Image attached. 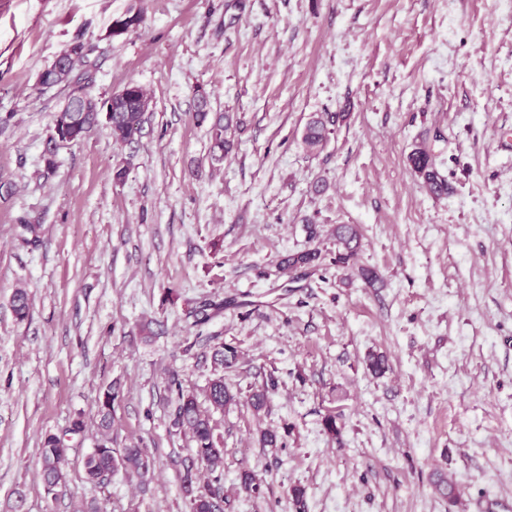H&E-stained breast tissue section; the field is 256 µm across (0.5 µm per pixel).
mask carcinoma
Wrapping results in <instances>:
<instances>
[{
	"label": "carcinoma",
	"mask_w": 512,
	"mask_h": 512,
	"mask_svg": "<svg viewBox=\"0 0 512 512\" xmlns=\"http://www.w3.org/2000/svg\"><path fill=\"white\" fill-rule=\"evenodd\" d=\"M143 19L142 10L127 9L112 19L110 38L118 39L127 35L137 29ZM83 45L84 41L81 39L74 41L66 51L42 70L41 76L45 87H64L72 79L75 83L88 87L93 77V63L90 62V53L81 52ZM122 90L121 94H111L100 100L97 112H87L80 100L71 95L66 97L69 111L63 114L58 123L52 124V146L48 147L44 154L46 171L51 172L56 168L54 145L57 143H78L101 125L107 126L112 137L120 142L129 141L132 129H143L147 116L139 112L138 102L147 97L148 93L142 86L132 82L125 84ZM195 96L196 111L193 118L199 125H208L211 158L218 162L222 161L234 147L233 139L228 136L233 128V119L227 113L212 111L210 95L205 89L197 88ZM329 133L327 121L320 116H314L305 127L302 143L308 152H317L326 144ZM408 161L427 192L436 197L448 195V183L437 169L431 148L424 143L418 145L411 151ZM333 237L336 241V252L332 263L338 267H346L359 247L358 228L354 224H338L333 230ZM324 260L325 254L322 250L313 248L283 257L280 267L290 274L299 269H305L313 274L323 266ZM12 310L19 320L29 315L30 301L25 289H15ZM212 359L214 364L221 367L223 374L212 379L207 387L206 398L210 404L209 408L201 407L193 393L176 387L173 427L189 437L198 463V467L186 466L180 472L184 493L188 496L197 493V496L189 500L191 512H217V506L208 495V491H213L215 496L220 495L222 491L224 448L215 434L211 410H222L235 401V396L224 381V376L237 371L240 353L237 347L222 343L214 348ZM275 387L276 383L272 380L252 392L249 404L254 413L258 414L266 408L268 394ZM115 399L116 393L110 387L100 394L98 416L101 436L83 463L86 481L96 486L104 483V477L112 474L117 465L142 481L147 479L151 471L145 450L135 443L122 449L120 457L114 456L111 430L112 406ZM67 455L68 447L61 437L55 434L44 437L40 448V477L43 488H53L65 481L64 467Z\"/></svg>",
	"instance_id": "obj_1"
}]
</instances>
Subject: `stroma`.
<instances>
[{"mask_svg": "<svg viewBox=\"0 0 512 512\" xmlns=\"http://www.w3.org/2000/svg\"><path fill=\"white\" fill-rule=\"evenodd\" d=\"M132 6L141 26L109 38ZM78 38L96 47L92 95L133 81L152 108L133 142L100 128L58 146L49 172L66 93L37 77ZM199 87L242 123L218 166L193 119ZM316 114L331 134L311 153ZM422 141L447 197L408 162ZM337 224L362 234L352 267L281 274L289 253L334 252ZM207 302L221 309L197 323ZM220 343L242 355L240 401L213 414L224 512H512V0H0V512H190L168 381L203 396ZM271 379L255 419L246 399ZM111 384L112 446L146 449L147 485L122 469L84 479ZM47 434L68 447L53 499ZM438 471L457 502L435 493ZM246 472L258 494L237 492ZM327 123L328 121L320 116L312 117L307 123L302 143L308 152H317L326 144L330 133Z\"/></svg>", "mask_w": 512, "mask_h": 512, "instance_id": "stroma-1", "label": "stroma"}]
</instances>
